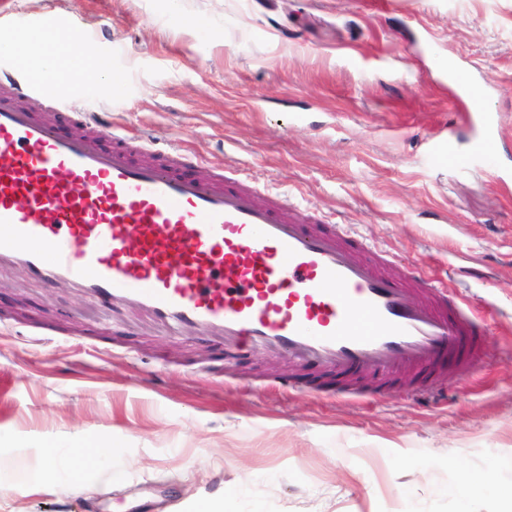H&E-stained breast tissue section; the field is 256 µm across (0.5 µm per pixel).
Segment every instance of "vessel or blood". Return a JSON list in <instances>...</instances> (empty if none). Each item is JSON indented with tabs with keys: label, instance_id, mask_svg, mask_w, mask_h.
Returning a JSON list of instances; mask_svg holds the SVG:
<instances>
[{
	"label": "vessel or blood",
	"instance_id": "vessel-or-blood-1",
	"mask_svg": "<svg viewBox=\"0 0 512 512\" xmlns=\"http://www.w3.org/2000/svg\"><path fill=\"white\" fill-rule=\"evenodd\" d=\"M36 73L0 77V272L70 285L113 316L170 332L248 337L346 383L420 391L443 369L476 370L490 325L414 264L356 246L194 157L156 147L98 114L32 112ZM87 126L65 134L61 123ZM468 163L496 166L498 120H474Z\"/></svg>",
	"mask_w": 512,
	"mask_h": 512
}]
</instances>
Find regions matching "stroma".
<instances>
[{
  "label": "stroma",
  "mask_w": 512,
  "mask_h": 512,
  "mask_svg": "<svg viewBox=\"0 0 512 512\" xmlns=\"http://www.w3.org/2000/svg\"><path fill=\"white\" fill-rule=\"evenodd\" d=\"M55 21L114 85L47 79L46 97L159 147L238 171L372 251L415 262L496 324L440 396L341 391L314 367L125 321L70 288L0 274V512H460L452 486L512 494V179L431 165L502 116L512 176V0H0V37ZM483 88L462 93L445 62ZM304 381V392L279 388ZM84 446L92 467L74 468ZM69 496L35 485L46 450Z\"/></svg>",
  "instance_id": "obj_1"
}]
</instances>
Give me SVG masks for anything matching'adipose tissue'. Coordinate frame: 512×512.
<instances>
[{
    "instance_id": "obj_1",
    "label": "adipose tissue",
    "mask_w": 512,
    "mask_h": 512,
    "mask_svg": "<svg viewBox=\"0 0 512 512\" xmlns=\"http://www.w3.org/2000/svg\"><path fill=\"white\" fill-rule=\"evenodd\" d=\"M51 28L33 33L28 37L25 50L36 62L38 71L43 76L63 75L72 80L112 81L111 71L80 67L81 58H93L96 50L91 43H82L77 51H70L52 39Z\"/></svg>"
}]
</instances>
